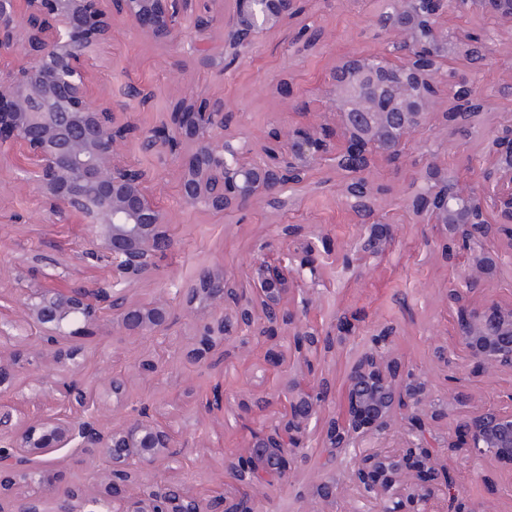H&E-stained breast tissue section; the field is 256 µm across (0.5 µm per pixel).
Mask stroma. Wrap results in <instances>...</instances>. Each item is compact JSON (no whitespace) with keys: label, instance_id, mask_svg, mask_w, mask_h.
I'll return each mask as SVG.
<instances>
[{"label":"stroma","instance_id":"35a3bbf8","mask_svg":"<svg viewBox=\"0 0 512 512\" xmlns=\"http://www.w3.org/2000/svg\"><path fill=\"white\" fill-rule=\"evenodd\" d=\"M376 0H312L307 20L326 31L320 53L294 58L286 51V32L264 38L237 63L224 66L219 49H212L209 59L189 56L185 47L164 46L137 36L126 26H118L112 46L94 71L99 92L134 84L151 90L153 97L145 110L137 112L145 127L159 123L191 83L206 94L224 98L236 112L240 130L258 137L274 112L302 101L310 84L346 52L369 51L376 44L375 31L369 23ZM483 86L493 90L487 103L488 122L512 116V97L496 95V88L512 80V46H499L496 57L479 74ZM15 175L0 171V184L10 191L0 199V275L9 276L15 259L32 250L43 251L49 258L64 259L77 248L87 233L81 224H47L39 220L37 200L32 192L13 189ZM164 203L173 216V230L178 240L175 253L161 264L155 280L138 286L140 296H152L157 290L186 287L203 266L219 263L233 273H241L246 257L270 214L254 208L232 218L184 208L173 181H165ZM394 225L396 248L389 261L364 270L355 279L337 275L330 297L337 305L355 316L361 329L368 330L382 322L398 326L395 349L406 365L427 371L435 379L443 373L433 361L436 336H452L455 313L448 310L439 294L448 277V266L440 258L426 255L420 245V230L408 225L407 216L398 203L389 207ZM289 219L298 224L325 227L333 245H341L357 232L334 188L305 198ZM89 342L93 348L86 360L82 378L91 391H98L104 364L127 368L134 364L145 347L144 341L121 338L108 327H101ZM176 379L162 383L146 381L134 385V396L150 400H181L183 382L210 390L223 382L226 392L245 388L251 380L247 361H236L228 371L204 367L177 368ZM180 431L189 441L183 471L202 491L230 492L231 479L224 473V456L242 445L246 434L234 422L223 423L193 414L184 408ZM448 467L468 500L491 505L494 512H512V494L507 493L506 476L487 468L486 478L473 480L464 457L452 454ZM290 483L271 494L268 512H304V496L318 471L316 456L295 461Z\"/></svg>","mask_w":512,"mask_h":512}]
</instances>
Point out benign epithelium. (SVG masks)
Instances as JSON below:
<instances>
[{
	"label": "benign epithelium",
	"instance_id": "benign-epithelium-1",
	"mask_svg": "<svg viewBox=\"0 0 512 512\" xmlns=\"http://www.w3.org/2000/svg\"><path fill=\"white\" fill-rule=\"evenodd\" d=\"M206 0H0V170L20 172L15 188L38 197L39 219L83 224L100 277L92 286L54 288L28 281L33 252L13 267L9 299L15 319L0 318V394L29 376L26 414L0 405V502L19 498L27 512H266V494L291 480V458L304 457L315 432L321 474L307 492L306 512H477L444 457L465 451L473 477L494 464L512 482V390L489 404L465 392V378L438 382L399 366L392 325L368 332L350 363L337 410L323 369L336 349L356 339L355 325L325 299L336 277L335 251L320 225L269 224L246 265L248 285L221 265H206L195 283L143 298L138 285L158 276V261L176 246L169 211L160 202L164 177L129 153L168 158L166 171L181 203L232 218L263 207L278 216L324 190L315 172H336V193L357 234L341 248L342 272L356 277L390 257L394 245L383 190V163L414 174L399 194L409 223L426 224L435 239L421 246L452 267L442 299L460 316L454 345L434 356L453 366L460 352L472 374L512 376V301L494 289L512 279V120L487 128L465 173L448 169V117L469 100H488L474 77L451 66L472 30L448 25V15L476 12L487 33L483 62L512 42V0H389L391 20L378 28L371 52L349 51L307 90L308 101L276 113L256 143L231 129L224 99L186 86L173 111L142 128L136 109L150 92L126 85L105 97L91 70L112 44L116 20L138 36L165 44L191 34V50H207L224 30V67L263 38L301 16L307 0H233L228 16L203 11ZM315 31L305 54L324 42ZM180 332H174L178 320ZM143 339L151 349L130 369L107 373L96 395L79 378L88 356L76 336L101 326ZM277 385L253 375L244 391L220 386L198 396L205 411L222 413L248 432L224 458L241 492L203 497L186 481L158 473L183 460L188 442L161 421L153 402L132 397L134 377L158 379L166 365L155 349L174 348L188 367L226 366L261 343ZM110 409L121 422L110 427ZM53 452L92 458L67 509L57 486Z\"/></svg>",
	"mask_w": 512,
	"mask_h": 512
}]
</instances>
